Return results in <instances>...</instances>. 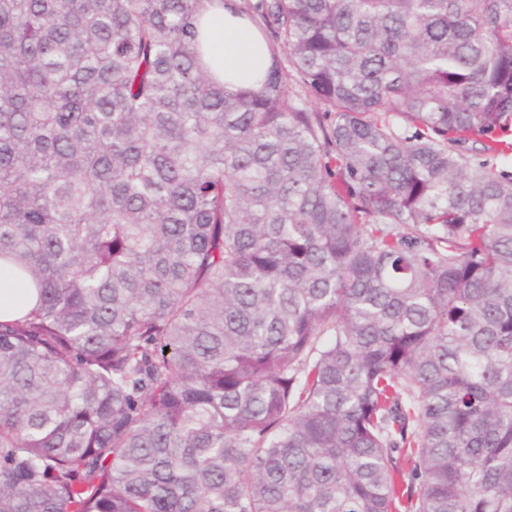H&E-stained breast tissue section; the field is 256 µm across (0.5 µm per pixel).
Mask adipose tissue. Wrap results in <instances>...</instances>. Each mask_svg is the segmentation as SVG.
Listing matches in <instances>:
<instances>
[{
    "mask_svg": "<svg viewBox=\"0 0 512 512\" xmlns=\"http://www.w3.org/2000/svg\"><path fill=\"white\" fill-rule=\"evenodd\" d=\"M206 62L230 87L255 85L269 64V55L255 29L232 9L213 11L205 20Z\"/></svg>",
    "mask_w": 512,
    "mask_h": 512,
    "instance_id": "adipose-tissue-1",
    "label": "adipose tissue"
}]
</instances>
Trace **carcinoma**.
<instances>
[{
  "mask_svg": "<svg viewBox=\"0 0 512 512\" xmlns=\"http://www.w3.org/2000/svg\"><path fill=\"white\" fill-rule=\"evenodd\" d=\"M0 0V512H512V0ZM207 39L205 62L232 88L255 85L269 64V55L255 29L227 8L213 11L204 23Z\"/></svg>",
  "mask_w": 512,
  "mask_h": 512,
  "instance_id": "cac0c4a2",
  "label": "carcinoma"
}]
</instances>
